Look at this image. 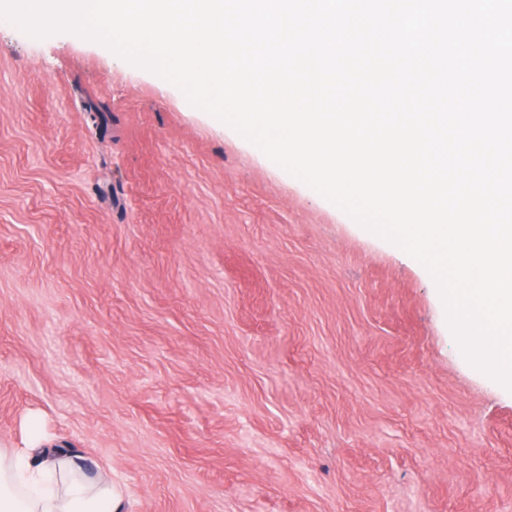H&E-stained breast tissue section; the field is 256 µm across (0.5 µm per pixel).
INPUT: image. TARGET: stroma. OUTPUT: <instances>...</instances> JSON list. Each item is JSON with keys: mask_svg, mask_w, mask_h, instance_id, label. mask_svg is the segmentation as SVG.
Instances as JSON below:
<instances>
[{"mask_svg": "<svg viewBox=\"0 0 512 512\" xmlns=\"http://www.w3.org/2000/svg\"><path fill=\"white\" fill-rule=\"evenodd\" d=\"M128 512H512V390L427 269L72 32L0 18V451Z\"/></svg>", "mask_w": 512, "mask_h": 512, "instance_id": "obj_1", "label": "stroma"}]
</instances>
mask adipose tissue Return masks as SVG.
Here are the masks:
<instances>
[{
    "label": "adipose tissue",
    "instance_id": "1",
    "mask_svg": "<svg viewBox=\"0 0 512 512\" xmlns=\"http://www.w3.org/2000/svg\"><path fill=\"white\" fill-rule=\"evenodd\" d=\"M30 477L55 473L59 491L34 497L18 486L17 470ZM126 496L111 478L88 479L79 456L54 449L36 453L20 448L12 456L0 454V512H124Z\"/></svg>",
    "mask_w": 512,
    "mask_h": 512
}]
</instances>
